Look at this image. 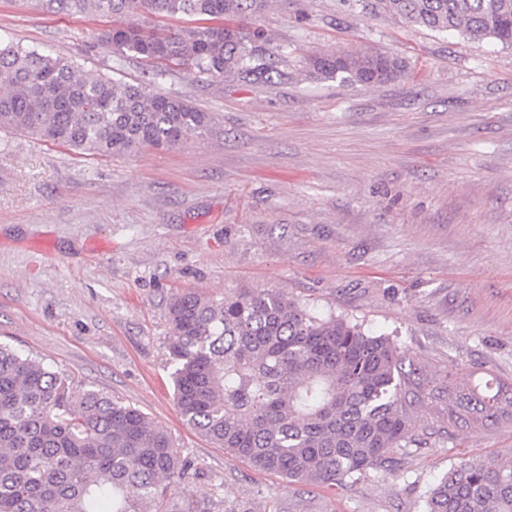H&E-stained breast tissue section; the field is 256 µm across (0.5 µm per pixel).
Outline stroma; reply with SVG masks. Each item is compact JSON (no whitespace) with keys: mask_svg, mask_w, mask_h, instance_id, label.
Returning <instances> with one entry per match:
<instances>
[{"mask_svg":"<svg viewBox=\"0 0 512 512\" xmlns=\"http://www.w3.org/2000/svg\"><path fill=\"white\" fill-rule=\"evenodd\" d=\"M279 75L220 82L113 54L101 22L0 0V34L215 116L171 150L78 155L0 132V342L133 406L194 474L209 512H426L459 458L492 462L512 423L448 425V384L512 382V47L411 26L342 0H271L250 21ZM344 49L397 56L375 86L305 79ZM280 291L392 334L411 366L415 444L313 488L255 470L176 407L169 305Z\"/></svg>","mask_w":512,"mask_h":512,"instance_id":"35a3bbf8","label":"stroma"}]
</instances>
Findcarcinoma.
<instances>
[{
    "label": "carcinoma",
    "instance_id": "carcinoma-1",
    "mask_svg": "<svg viewBox=\"0 0 512 512\" xmlns=\"http://www.w3.org/2000/svg\"><path fill=\"white\" fill-rule=\"evenodd\" d=\"M269 0H18L22 7L112 20L99 39L128 54L174 63L211 79L277 71L267 33L243 28ZM437 32L512 47V0H356ZM190 17L193 26L147 29L130 15ZM317 79L376 85L404 65L391 54L344 51L304 59ZM214 116L151 83H118L72 59L0 35V130L79 155L110 158L142 147L170 150L203 137ZM167 348L183 420L255 469L322 487L385 464L412 443L404 359L390 335L314 313L273 290L217 300L194 292L169 306ZM512 420V384L491 373L448 382V425ZM192 476L168 434L144 413L84 389L42 361L0 343V512H207L167 508L170 488ZM427 512H512V449L490 464L467 459L427 497Z\"/></svg>",
    "mask_w": 512,
    "mask_h": 512
}]
</instances>
